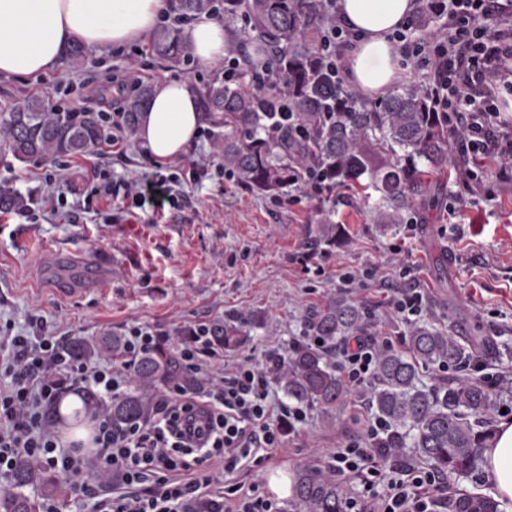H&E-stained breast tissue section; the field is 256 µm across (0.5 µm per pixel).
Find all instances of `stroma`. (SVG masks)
I'll list each match as a JSON object with an SVG mask.
<instances>
[{
  "instance_id": "stroma-1",
  "label": "stroma",
  "mask_w": 512,
  "mask_h": 512,
  "mask_svg": "<svg viewBox=\"0 0 512 512\" xmlns=\"http://www.w3.org/2000/svg\"><path fill=\"white\" fill-rule=\"evenodd\" d=\"M85 54L83 66L65 62L36 80L0 77V105L20 107L36 97L64 111L110 114L143 84L184 79L202 92L224 83L223 66H171L147 39ZM202 127L205 136L188 150L208 177L184 184L176 207L153 216L121 196L90 195L98 174L120 189L158 172L138 136L68 160L57 206L45 197L49 161L0 155V189L31 200L27 213L0 211V326L20 332L39 318L57 335L96 341L140 325L176 345L220 319L241 324L245 336L240 346L218 350L213 363L227 371L307 342V313L343 297L363 312V336L388 338L394 351L406 352L417 324L453 336L465 361L423 369V384L481 383L492 395V424L512 420V181L488 177L470 192L468 165L452 152L444 165L427 168L422 187L397 208L369 185L315 198L297 184L262 194L215 173L224 164L223 113H204ZM326 222L344 228L343 241L312 249ZM406 270L425 296L412 322L392 306ZM346 271L358 273L353 285L340 283ZM63 277L79 280L84 294L59 297L54 286ZM478 356L480 370L473 365ZM376 416L369 387H349L336 418L311 408L270 461L244 468L237 479L266 493L278 472L291 478L315 463L330 473L336 445Z\"/></svg>"
}]
</instances>
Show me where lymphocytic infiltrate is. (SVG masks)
Listing matches in <instances>:
<instances>
[{
    "instance_id": "lymphocytic-infiltrate-1",
    "label": "lymphocytic infiltrate",
    "mask_w": 512,
    "mask_h": 512,
    "mask_svg": "<svg viewBox=\"0 0 512 512\" xmlns=\"http://www.w3.org/2000/svg\"><path fill=\"white\" fill-rule=\"evenodd\" d=\"M442 30L431 41L406 44L397 32L407 63L433 65L426 88L439 111L448 115V135L464 157H489L497 178L512 173V124L502 120L505 95H512V0H447ZM332 20L319 45L328 78L329 104L354 106L339 65L348 33L336 16L334 0H325ZM174 175L126 185L133 207L159 211L174 204ZM68 339L34 318L24 332L0 331V479H9L18 459L62 473L79 512H281L258 485L237 482L248 464L262 465L282 447L283 432L273 419L281 412L301 423V406L268 402L270 381L259 363L244 360L214 383L208 401L198 404L175 389L160 398L151 418L116 429L102 403L131 379L112 363L87 365L67 351ZM378 340L353 336L336 347L344 380L362 385L374 373ZM80 383L100 405L92 414L94 451L62 445L51 429L50 413L61 400L62 375ZM390 429L384 418L369 424L363 437L344 441L333 455L337 474L360 480L363 492L348 499L346 512H433V492L444 490L437 471L419 466L383 477L369 444ZM221 464L226 485L211 468Z\"/></svg>"
}]
</instances>
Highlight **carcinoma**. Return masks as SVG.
<instances>
[{"instance_id": "1", "label": "carcinoma", "mask_w": 512, "mask_h": 512, "mask_svg": "<svg viewBox=\"0 0 512 512\" xmlns=\"http://www.w3.org/2000/svg\"><path fill=\"white\" fill-rule=\"evenodd\" d=\"M185 16L210 11L214 0H177ZM224 24L240 13L253 20L254 37L267 44L274 63L285 80L288 102L299 112L310 139L295 136L279 115L283 100L275 93L252 90L245 84L212 87L202 97L204 111L224 113V169L248 187L262 193L279 191L296 181L301 162L317 164L325 184L357 187L366 176L396 202L421 184L418 161L439 166L448 161V122L435 110L432 98L413 91L391 96L381 109L348 112L336 105L335 115L325 116V103L317 94L323 70L318 51L320 35L330 22L322 0H222ZM444 0H419L414 26L427 27L441 16ZM153 49L176 66L192 55L185 34L174 28L159 31ZM154 92L145 87L127 100L125 125L135 134ZM253 128V136L238 139L233 130ZM111 137L103 114L95 112H50L33 98L17 110L0 112V153L17 160L30 157L54 159L77 157ZM404 152L399 157L394 147ZM23 212L28 199L20 193L0 192V210ZM344 229L324 224L314 246H331ZM308 328L317 342L293 347L287 358L273 364L269 373L289 400L318 407L331 415L347 396L344 380L328 359L336 344L363 328L361 311L343 298L329 302L308 317ZM210 343L230 347L242 340L241 330L218 321L208 327ZM411 357L389 350L377 356L371 401L377 414L388 420L391 430L383 442L388 458L418 461L434 469L464 476L475 470L480 449L492 435L484 416L490 409L489 394L478 384L458 387L419 384L417 365L464 358L457 341L427 326L413 329ZM123 348L120 336L100 342L81 338L70 350L87 361L103 351ZM134 388L112 397L106 408L112 426L120 428L144 419L153 392L160 387L194 390L199 380L166 343L160 341L132 366ZM15 491L0 495V512H36V504L20 489L43 480L26 460L14 472ZM448 512H500L492 497L469 493L448 497ZM293 512H345L346 498L335 479L306 465L295 474Z\"/></svg>"}]
</instances>
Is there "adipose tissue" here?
Masks as SVG:
<instances>
[{"mask_svg":"<svg viewBox=\"0 0 512 512\" xmlns=\"http://www.w3.org/2000/svg\"><path fill=\"white\" fill-rule=\"evenodd\" d=\"M170 9L169 0H0V76L29 79L54 71L73 45L120 47L150 34ZM414 0H337L354 47L344 59L349 84L361 95L381 94L402 77L401 46ZM187 36L199 64L223 61L234 39L219 18L201 14ZM201 110L196 89L171 79L155 88L138 136L162 164L196 137ZM484 470L503 512H512V423H502L482 451Z\"/></svg>","mask_w":512,"mask_h":512,"instance_id":"obj_1","label":"adipose tissue"}]
</instances>
